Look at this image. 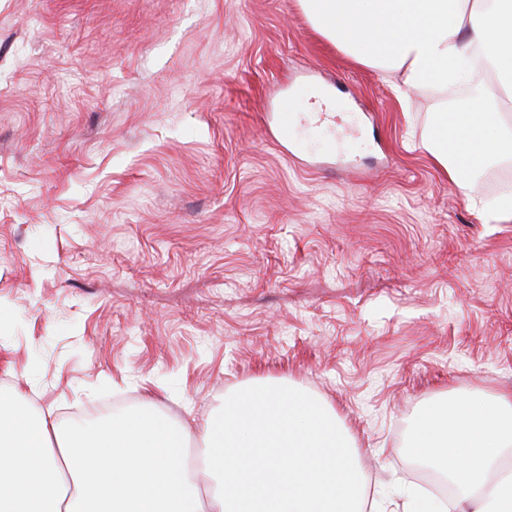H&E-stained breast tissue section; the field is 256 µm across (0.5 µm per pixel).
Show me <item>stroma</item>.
<instances>
[{"mask_svg": "<svg viewBox=\"0 0 512 512\" xmlns=\"http://www.w3.org/2000/svg\"><path fill=\"white\" fill-rule=\"evenodd\" d=\"M399 84L298 0H0V396L74 430L284 379L405 512L415 415L512 394V163L450 182Z\"/></svg>", "mask_w": 512, "mask_h": 512, "instance_id": "stroma-1", "label": "stroma"}]
</instances>
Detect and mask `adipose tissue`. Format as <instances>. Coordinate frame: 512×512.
Returning a JSON list of instances; mask_svg holds the SVG:
<instances>
[{
    "label": "adipose tissue",
    "instance_id": "adipose-tissue-1",
    "mask_svg": "<svg viewBox=\"0 0 512 512\" xmlns=\"http://www.w3.org/2000/svg\"><path fill=\"white\" fill-rule=\"evenodd\" d=\"M311 26L360 64L447 95L479 58L492 99L440 110L429 151L450 181L512 160V0H299ZM197 439L201 463L183 450ZM467 490L471 512H512V397L419 412L407 444ZM351 435L332 406L283 384L225 397L197 425L134 408L77 436L0 397V512H364Z\"/></svg>",
    "mask_w": 512,
    "mask_h": 512
}]
</instances>
